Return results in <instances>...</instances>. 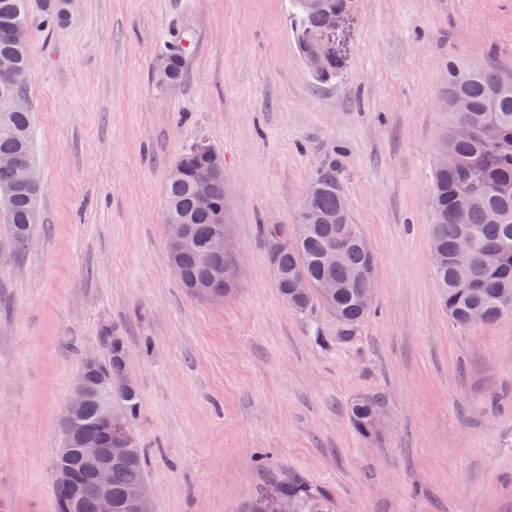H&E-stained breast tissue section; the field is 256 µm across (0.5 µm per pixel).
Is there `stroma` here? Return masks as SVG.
I'll return each instance as SVG.
<instances>
[{"label":"stroma","mask_w":512,"mask_h":512,"mask_svg":"<svg viewBox=\"0 0 512 512\" xmlns=\"http://www.w3.org/2000/svg\"><path fill=\"white\" fill-rule=\"evenodd\" d=\"M42 196L23 250L0 227V496L55 512L59 422L85 356L123 338L152 512H241L296 473L333 512H512V314L456 325L431 265L449 66L512 75V0H357L343 76L315 85L288 0H29ZM191 39L186 78L154 82ZM224 155L234 290L190 295L164 190L199 137ZM332 169L376 262L354 326L290 309L262 227ZM382 399L375 436L348 407ZM70 0H42V23L53 28L66 21L70 14ZM187 41V38L181 37L159 56L154 72V79L158 86H175L184 80L183 59L188 50Z\"/></svg>","instance_id":"stroma-1"}]
</instances>
